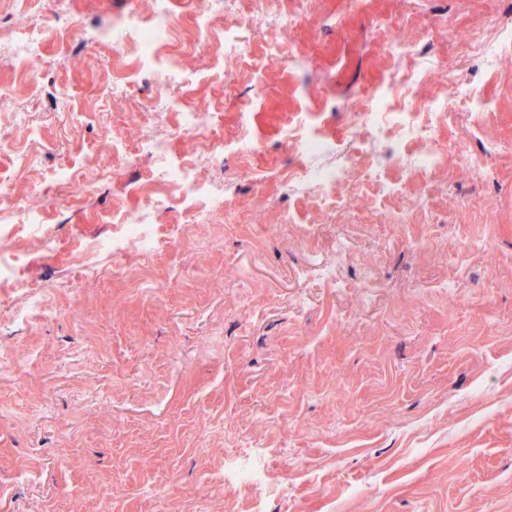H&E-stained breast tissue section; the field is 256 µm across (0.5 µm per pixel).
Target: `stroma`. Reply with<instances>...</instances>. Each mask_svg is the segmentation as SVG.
Returning a JSON list of instances; mask_svg holds the SVG:
<instances>
[{
    "label": "stroma",
    "instance_id": "obj_1",
    "mask_svg": "<svg viewBox=\"0 0 512 512\" xmlns=\"http://www.w3.org/2000/svg\"><path fill=\"white\" fill-rule=\"evenodd\" d=\"M136 0H0V29L24 34L34 14L95 33ZM310 12L295 34L309 62L253 44L248 71L225 82V60L197 50L192 19L169 46L121 58L46 32L43 78L19 74L20 48L0 56V180L42 210L43 226L13 239L21 273L51 314L19 323L20 297L0 294V347L30 354L25 372L0 370V512H512V64L487 71L459 61L448 32L496 15L512 29V0H288ZM397 17L417 53L394 59L379 20ZM448 65L451 90L489 99L476 121L461 110L445 131L471 152L503 151L474 180L462 162L424 177L394 201L364 183L349 213L313 210L288 180L295 161L281 135L290 113L328 87L324 132L339 136L352 101L396 70ZM183 64L171 89L183 103L222 113L216 130L239 140L248 113L270 167L239 153L208 166L243 209L262 199L269 215L293 212L275 232L228 224L214 208L186 225L188 201L170 193L152 222L164 252L114 255L113 214L142 207L162 164L140 155L116 118H152L170 132L169 155L189 154L177 113H162L157 68ZM128 79L113 99V77ZM93 176L74 197L70 177ZM55 257L29 248L42 233ZM82 236L102 241L89 269L67 252ZM351 257L321 280L337 242ZM376 278L364 283V263ZM137 269L127 287L119 265ZM164 293H157V285ZM254 451L267 477L261 495L220 492L226 449Z\"/></svg>",
    "mask_w": 512,
    "mask_h": 512
}]
</instances>
